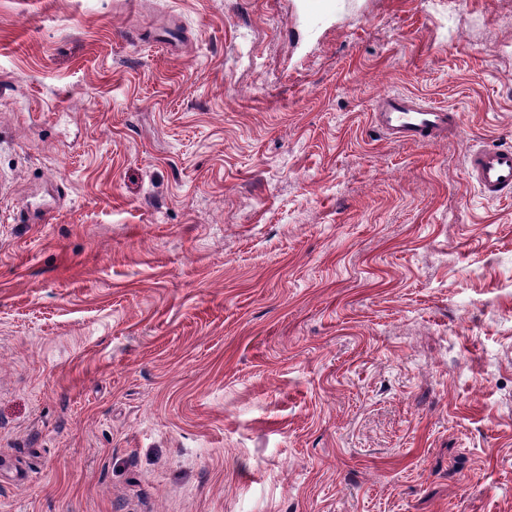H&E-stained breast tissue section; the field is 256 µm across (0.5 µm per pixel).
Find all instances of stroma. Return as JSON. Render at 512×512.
I'll use <instances>...</instances> for the list:
<instances>
[{
  "mask_svg": "<svg viewBox=\"0 0 512 512\" xmlns=\"http://www.w3.org/2000/svg\"><path fill=\"white\" fill-rule=\"evenodd\" d=\"M511 17L0 0V512H512ZM375 123L391 140L429 145L448 127H455L448 110L426 106L416 98L403 94H388L378 100ZM466 170L470 181L489 200L512 194V148H476L467 157ZM503 178V181H500Z\"/></svg>",
  "mask_w": 512,
  "mask_h": 512,
  "instance_id": "stroma-1",
  "label": "stroma"
}]
</instances>
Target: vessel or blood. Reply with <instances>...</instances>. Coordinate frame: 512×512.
<instances>
[{
    "mask_svg": "<svg viewBox=\"0 0 512 512\" xmlns=\"http://www.w3.org/2000/svg\"><path fill=\"white\" fill-rule=\"evenodd\" d=\"M375 123L391 140L431 144L452 125L448 110L423 104L403 94H388L377 103ZM470 181L489 200L512 195V148H477L467 157Z\"/></svg>",
    "mask_w": 512,
    "mask_h": 512,
    "instance_id": "b4317fda",
    "label": "vessel or blood"
}]
</instances>
